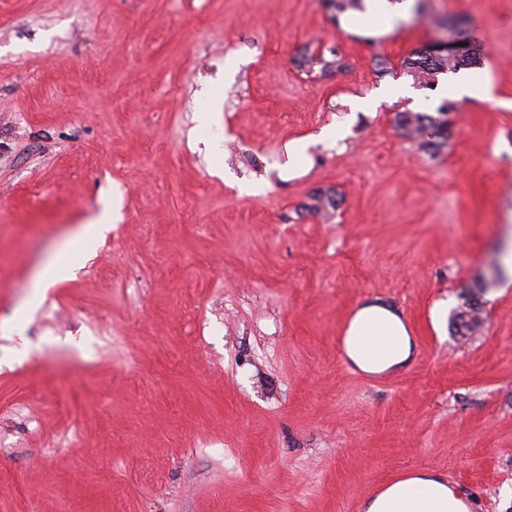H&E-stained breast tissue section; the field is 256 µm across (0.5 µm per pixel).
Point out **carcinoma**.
Wrapping results in <instances>:
<instances>
[{"label":"carcinoma","instance_id":"1","mask_svg":"<svg viewBox=\"0 0 512 512\" xmlns=\"http://www.w3.org/2000/svg\"><path fill=\"white\" fill-rule=\"evenodd\" d=\"M326 9L333 13L334 19L350 9L360 8V0H324ZM435 31L445 35L446 39L464 44L459 53L446 51L429 53L425 48L411 52L401 63L403 73L412 77L413 84L418 87H432L436 77L447 72L457 73L462 69L474 68L481 64L480 53L472 46V31L464 22L456 19L440 18L435 22ZM298 68L310 73L319 65L321 69L343 68L341 57L327 60L311 52L301 55L295 60ZM452 104L446 103L438 109L434 117L423 112L403 111L396 113L395 127L401 134L415 140L425 150L436 148L447 142L450 137L448 120Z\"/></svg>","mask_w":512,"mask_h":512}]
</instances>
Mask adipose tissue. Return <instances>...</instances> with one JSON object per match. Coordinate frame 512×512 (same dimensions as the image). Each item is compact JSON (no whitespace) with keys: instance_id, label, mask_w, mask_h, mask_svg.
<instances>
[{"instance_id":"1","label":"adipose tissue","mask_w":512,"mask_h":512,"mask_svg":"<svg viewBox=\"0 0 512 512\" xmlns=\"http://www.w3.org/2000/svg\"><path fill=\"white\" fill-rule=\"evenodd\" d=\"M342 334L347 362L369 374L397 371L411 363L415 345L403 314L376 298L359 304ZM473 503L446 478L422 470L388 482L366 499L365 512H472Z\"/></svg>"}]
</instances>
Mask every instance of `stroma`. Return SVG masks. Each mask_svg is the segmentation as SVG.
<instances>
[{"instance_id":"stroma-1","label":"stroma","mask_w":512,"mask_h":512,"mask_svg":"<svg viewBox=\"0 0 512 512\" xmlns=\"http://www.w3.org/2000/svg\"><path fill=\"white\" fill-rule=\"evenodd\" d=\"M419 7L389 31L322 0H0V512H359L426 469L512 512V0ZM438 16L492 97L403 74ZM307 46L346 69L307 76ZM446 101L437 153L393 125ZM50 260L78 268L25 310ZM372 297L416 338L378 382L337 347ZM96 222L98 224H93L92 225L96 229V233L95 234H89L85 230L84 227L79 229L74 234V236H76L78 238H83V240H84L83 253L84 254L91 253L95 249V247H96V245L98 243L99 238L102 235H104L106 232H108L110 230V228H111L112 220L110 219V216H109L108 213H103L102 215H100L96 219Z\"/></svg>"}]
</instances>
